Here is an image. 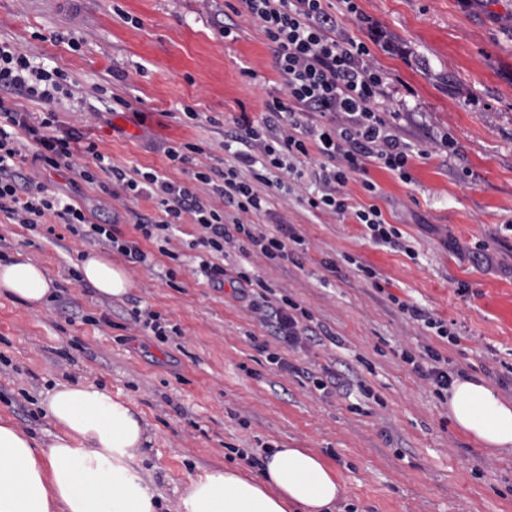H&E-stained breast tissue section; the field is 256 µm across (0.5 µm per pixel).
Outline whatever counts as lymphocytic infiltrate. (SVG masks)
Here are the masks:
<instances>
[{
    "label": "lymphocytic infiltrate",
    "mask_w": 512,
    "mask_h": 512,
    "mask_svg": "<svg viewBox=\"0 0 512 512\" xmlns=\"http://www.w3.org/2000/svg\"><path fill=\"white\" fill-rule=\"evenodd\" d=\"M323 2L245 0L250 19L259 23L274 53L285 95L268 101L261 128L246 126L243 148L235 155V165L225 168L221 183H214L208 172L194 171L193 178L201 185L197 191L155 172L127 176L95 142H84L78 130L61 128L55 105L70 93L66 73L57 68L46 70L14 44L0 41V87L22 92L43 112L35 122L28 112L0 102V216L28 227L45 223L50 216L57 218L83 241L116 251L131 265L144 266L149 254L143 242H169L183 215L188 214L199 230L196 245L208 254L199 271L220 288L227 271L213 258L225 255L227 249L257 252L276 261L289 259L294 248L303 244V237L287 224H278L269 235L244 217L264 210L266 199L257 187L269 185L267 169H284L285 157L306 158L315 152L321 160L312 176L323 190L309 199V207L340 218L352 217L373 243L398 247L399 233L385 221L381 209L374 204L352 205L344 187L351 176L365 173L371 163L407 178L412 148L398 135L396 113L384 112L381 107L384 81L368 59L367 46L338 39L336 18ZM306 112L319 113L320 122L302 124L300 117ZM80 142L85 145L81 154L87 158L83 164L75 160L79 153L74 146ZM30 159L90 184L98 173L112 174L134 197L157 201L163 214L155 220L139 219L138 238H119L111 225L94 223L73 199L52 195L43 183L19 182L18 169ZM243 166L250 170L249 179L240 176ZM215 195L235 206V219H226L223 210L212 204ZM248 308L252 318L271 331L267 338L252 337L254 348L267 353L270 363L281 371H292L287 359L269 352L268 341L277 339L291 349L307 347L318 336L311 314L289 297L274 302L264 293L249 298ZM402 359L419 377L430 381L438 395L447 394L453 376L442 354L432 346H425L422 358L406 352Z\"/></svg>",
    "instance_id": "obj_1"
}]
</instances>
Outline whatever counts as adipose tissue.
Instances as JSON below:
<instances>
[{
  "mask_svg": "<svg viewBox=\"0 0 512 512\" xmlns=\"http://www.w3.org/2000/svg\"><path fill=\"white\" fill-rule=\"evenodd\" d=\"M79 270L105 298L122 297L133 286L122 266L98 253L87 254ZM53 283L29 259L0 262V293L30 307L49 303ZM41 406L61 429L51 441L0 420V512H159L155 485L131 467L142 459L147 437L127 403L92 385L59 383ZM448 414L483 446L512 450V402L483 380H453ZM344 494L320 453L275 448L263 457L260 477L224 467L191 480L178 512H336Z\"/></svg>",
  "mask_w": 512,
  "mask_h": 512,
  "instance_id": "1",
  "label": "adipose tissue"
}]
</instances>
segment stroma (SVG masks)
Returning <instances> with one entry per match:
<instances>
[{"label":"stroma","mask_w":512,"mask_h":512,"mask_svg":"<svg viewBox=\"0 0 512 512\" xmlns=\"http://www.w3.org/2000/svg\"><path fill=\"white\" fill-rule=\"evenodd\" d=\"M330 0L336 34L364 42L385 79L399 135L417 155L410 182L378 165L344 191L375 203L412 254L376 245L362 225L311 212L320 185L277 170L268 212L250 223L275 232L285 220L305 239L294 260L229 252L228 272L260 276L336 332L338 344L291 350L279 371L251 337L263 335L232 286L208 285L196 269L191 221L168 254L155 242L147 267L128 266L122 299L74 280L93 247L65 225L29 230L0 222L6 255L23 254L55 276L48 305L0 296V418L50 441L59 427L40 402L56 383L80 382L131 403L149 438L135 468L151 478L164 512H176L190 480L221 467L256 478L244 456L262 447L312 448L336 470L353 512H512V453L477 445L448 417V405L402 352L430 345L512 399V0ZM239 23L236 40L224 37ZM75 44H68V37ZM70 76L62 127L95 141L115 166L158 171L190 184L196 169L233 165L242 136L235 119L260 120L281 78L242 0H0V41ZM199 117L187 119L184 106ZM198 145L185 164L168 146ZM21 176L78 197L94 222L133 239L138 217L161 211L126 195L110 175L71 185L66 173L27 162ZM376 186L368 193L364 181ZM375 268L371 283L356 266ZM454 322L458 344L407 319L398 302ZM161 314L174 333L161 342L130 319ZM334 369L350 394L328 396L312 380Z\"/></svg>","instance_id":"obj_1"}]
</instances>
